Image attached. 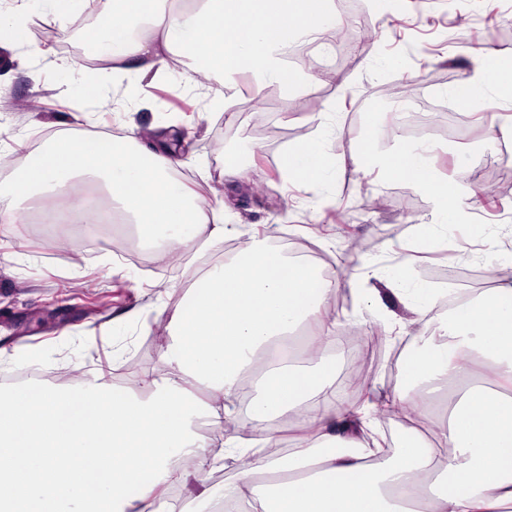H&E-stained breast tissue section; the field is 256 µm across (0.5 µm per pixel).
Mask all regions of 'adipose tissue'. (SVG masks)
<instances>
[{
  "label": "adipose tissue",
  "instance_id": "obj_1",
  "mask_svg": "<svg viewBox=\"0 0 512 512\" xmlns=\"http://www.w3.org/2000/svg\"><path fill=\"white\" fill-rule=\"evenodd\" d=\"M331 0H203L184 11L171 0H112L105 27L96 34L113 62H136L140 78L158 79L172 66L204 72L226 88L250 75L253 95L285 82L284 55L301 39L317 41L339 20ZM473 102L488 89L512 91V65L479 63L466 81ZM425 141L384 156L373 145L356 150L363 166L377 162L394 178L429 194L435 202L439 236L456 224L460 182H448L425 162ZM179 151L167 134L145 144L100 137L81 143L61 133L30 155L15 179L0 192V222L15 223L18 204L50 195L66 205L72 223L94 224L98 214L84 201L72 203L66 188L76 175L101 183L114 212L126 215L142 240L159 252L190 248L209 215L186 182L176 178ZM123 166H114V158ZM299 180L328 181L335 167L319 145L296 146L283 161ZM223 238V224H211ZM336 286L308 264L288 259L254 237L238 254L209 269L178 312L177 338L167 350L171 383L202 384L215 414L253 371L260 351L299 326L320 325L306 350L316 369L290 366L265 374L262 395L251 406L252 421L292 420L300 434L293 452L264 467L246 463L244 436L224 442L235 482L210 485L187 501L156 502L154 493L137 499L141 512H210L213 504L242 500L251 512H507L512 507V280L456 308L448 318L443 348L410 354L401 385L391 396L394 417H411L430 396L455 378L479 376L482 386L466 391L447 418L431 422L428 435L413 434L396 456L384 454L378 439L363 437L376 404L343 403L330 385L324 361L335 339L324 331ZM433 471V482L422 479ZM272 474L259 485L257 472Z\"/></svg>",
  "mask_w": 512,
  "mask_h": 512
}]
</instances>
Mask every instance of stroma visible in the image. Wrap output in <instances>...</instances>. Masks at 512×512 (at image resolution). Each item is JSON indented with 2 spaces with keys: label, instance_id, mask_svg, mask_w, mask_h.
Segmentation results:
<instances>
[{
  "label": "stroma",
  "instance_id": "1",
  "mask_svg": "<svg viewBox=\"0 0 512 512\" xmlns=\"http://www.w3.org/2000/svg\"><path fill=\"white\" fill-rule=\"evenodd\" d=\"M90 0L55 19H42L34 0H0V19L22 27V37L0 47V182L9 183L23 163L22 151H36L61 131L75 135H112L148 141L160 125L186 133L188 149L180 173L196 190L201 204L224 214L223 240L201 233L190 251L162 258L152 247L135 242L116 248L100 229L82 228L83 248H76L71 228L51 224L34 230L29 223L0 225V381L24 375L54 385L68 373H87L110 386L139 391L161 380L164 353L172 343L166 326L190 292L198 273L214 257L230 258L243 239L263 236L288 251L316 247L310 263L337 285L328 319L336 337L355 333L384 340L383 355H371L358 369L365 386L385 395L400 382L403 356L398 340L417 333L436 336L440 325H408L400 303L403 290L426 286L421 264L447 267L444 246L463 251L477 247L479 259H460L461 267L479 271V286L497 287L498 275L512 258V168L488 164L490 142L512 117V98L490 92L479 104L462 94L477 57L512 60V41L501 38L512 24V0H395L376 5L358 0V14L377 36L370 47L356 49L341 61L318 58L316 73L271 87L260 105L238 102L236 110L214 106L220 98L199 73L178 69L163 81L129 80L111 66L92 68L68 51L79 40V22L88 20ZM58 32V42L37 40L35 24ZM339 66L341 82L330 95L311 99L322 84V69ZM162 89L187 99L181 112L155 96ZM409 90L452 104L459 113L456 141L437 140L429 164L465 189L460 224L446 244L435 239V203L415 191L419 204L404 212L391 194L399 180L376 167L352 161L354 145L380 137L378 151H397L405 141L396 134L384 93ZM334 113L341 129L325 123ZM266 116L279 135L254 131L255 115ZM355 130L350 147L337 150L344 130ZM242 142L237 158L250 179L224 181L228 156L225 138ZM320 141L336 163L330 182L289 179L281 161L296 144ZM404 276L389 287L392 268ZM112 293V306L86 315L83 294ZM231 463L214 459L205 476L174 474L160 489L178 487L183 498L198 496L205 483L232 480Z\"/></svg>",
  "mask_w": 512,
  "mask_h": 512
}]
</instances>
